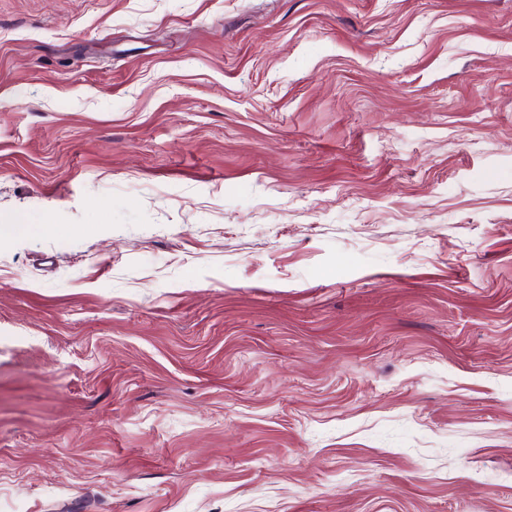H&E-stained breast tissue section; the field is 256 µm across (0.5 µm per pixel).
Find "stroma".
Returning <instances> with one entry per match:
<instances>
[{"label":"stroma","instance_id":"stroma-1","mask_svg":"<svg viewBox=\"0 0 512 512\" xmlns=\"http://www.w3.org/2000/svg\"><path fill=\"white\" fill-rule=\"evenodd\" d=\"M0 512H512V0H0Z\"/></svg>","mask_w":512,"mask_h":512}]
</instances>
